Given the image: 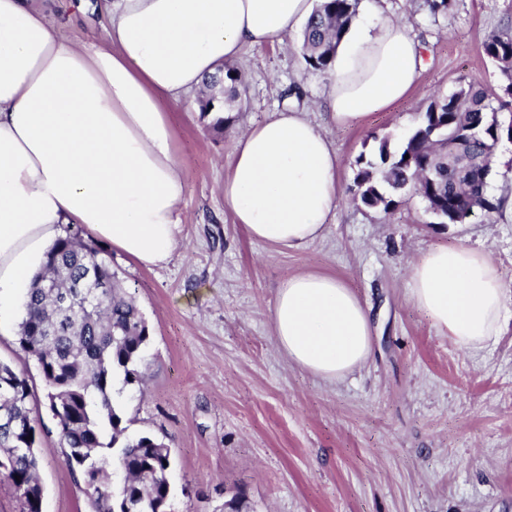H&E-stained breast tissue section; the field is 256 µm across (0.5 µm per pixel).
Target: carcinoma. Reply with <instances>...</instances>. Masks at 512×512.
<instances>
[{"label": "carcinoma", "mask_w": 512, "mask_h": 512, "mask_svg": "<svg viewBox=\"0 0 512 512\" xmlns=\"http://www.w3.org/2000/svg\"><path fill=\"white\" fill-rule=\"evenodd\" d=\"M357 8L358 0H320L301 44L309 67L325 71L331 66L336 44ZM482 50L502 73L512 70L511 31L488 37ZM241 83L236 69L224 68L222 104L238 98ZM502 107L504 101L495 91L479 82L432 100L398 148H390L384 139L372 155L357 158L353 199L387 212L397 205L394 195L408 191L419 196L426 209L438 206L446 211L449 224L466 223L472 208L492 213L497 205L487 194V145L495 138L496 112ZM432 125L450 142L464 136L466 128L475 132L465 142L466 167L448 164L442 141L430 137ZM89 277L95 281L96 294L85 305L63 304L58 293L43 288L45 281L54 279L60 289L68 290ZM24 308L18 343L42 377L44 401L52 403L60 440L67 448L65 462L82 476L91 512H117L121 495L148 503L149 512H167L172 495L170 448L153 447L150 435H129L124 411L115 399L142 381L149 329L105 251L66 226L48 252L44 269L33 278ZM0 378L11 380L10 387L0 389V410L25 421L32 434L28 443L0 424V482L12 488L17 512H39L38 458L29 448L38 442L32 416L38 400L28 379L11 365L0 362Z\"/></svg>", "instance_id": "1"}]
</instances>
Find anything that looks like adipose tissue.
Here are the masks:
<instances>
[{
	"mask_svg": "<svg viewBox=\"0 0 512 512\" xmlns=\"http://www.w3.org/2000/svg\"><path fill=\"white\" fill-rule=\"evenodd\" d=\"M316 0H98L107 43L59 37L45 0H0V335L64 226H84L145 268L177 244L185 182L171 114L244 46L301 33ZM422 67L406 24L373 5L351 21L325 73L323 103L350 125L405 99ZM333 143L295 109L237 135L224 207L254 240L322 237L342 195ZM409 302L459 348L503 336L507 293L478 247L442 244L411 267ZM279 347L328 381L362 365L368 315L342 281L313 273L279 286Z\"/></svg>",
	"mask_w": 512,
	"mask_h": 512,
	"instance_id": "ef3b65f1",
	"label": "adipose tissue"
}]
</instances>
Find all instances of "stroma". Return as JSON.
<instances>
[{
	"instance_id": "stroma-1",
	"label": "stroma",
	"mask_w": 512,
	"mask_h": 512,
	"mask_svg": "<svg viewBox=\"0 0 512 512\" xmlns=\"http://www.w3.org/2000/svg\"><path fill=\"white\" fill-rule=\"evenodd\" d=\"M422 48L409 96L349 127L319 105L320 71L298 42L243 50L233 121L203 119L196 94L172 114L186 192L177 245L147 269L116 249L112 268L150 329L147 378L119 402L129 434L171 450L168 512H224L233 491L251 512H512V328L470 353L441 335L407 300L412 264L429 248L484 249L512 292V140L501 139L488 196L498 208L462 225L435 223L420 198L390 212L354 202L356 159L382 139L400 143L428 104L460 85H500L481 52L512 30V0H452L432 15L425 0H385ZM57 33L79 45L106 41L103 22L55 0ZM306 118L341 157L342 198L323 238L291 249L249 237L224 208L235 136L285 106ZM303 273L336 277L369 314L372 352L343 379L292 364L273 334L276 287ZM33 417L43 512H89L84 485L64 462L46 406Z\"/></svg>"
}]
</instances>
